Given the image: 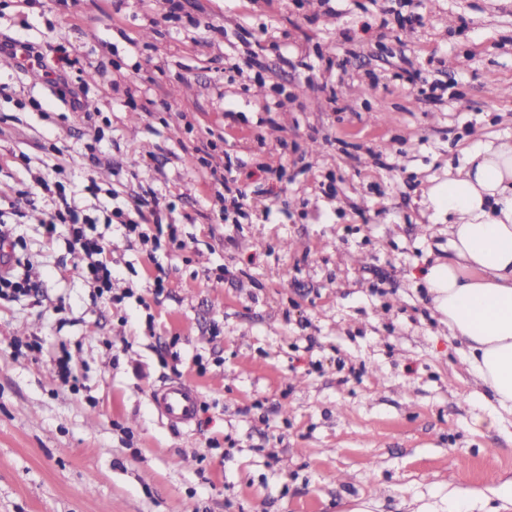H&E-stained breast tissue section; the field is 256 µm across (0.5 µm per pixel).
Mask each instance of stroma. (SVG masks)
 <instances>
[{
    "mask_svg": "<svg viewBox=\"0 0 512 512\" xmlns=\"http://www.w3.org/2000/svg\"><path fill=\"white\" fill-rule=\"evenodd\" d=\"M181 4L0 0V42L67 41L87 85L72 111L0 55V199L62 182L134 292L97 298L42 210L16 224L39 285L0 302V512H448L459 488L495 512L512 418L473 426L492 404L431 303L448 227L424 194L512 135V0H413L419 23L390 0ZM229 159L240 224L211 189ZM153 190L186 247L152 260L106 218ZM172 379L199 390L191 426L152 404Z\"/></svg>",
    "mask_w": 512,
    "mask_h": 512,
    "instance_id": "stroma-1",
    "label": "stroma"
}]
</instances>
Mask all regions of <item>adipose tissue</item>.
I'll return each mask as SVG.
<instances>
[{"mask_svg": "<svg viewBox=\"0 0 512 512\" xmlns=\"http://www.w3.org/2000/svg\"><path fill=\"white\" fill-rule=\"evenodd\" d=\"M426 204L448 217V257L425 275L432 305L470 372L512 413V137L477 144Z\"/></svg>", "mask_w": 512, "mask_h": 512, "instance_id": "1", "label": "adipose tissue"}]
</instances>
